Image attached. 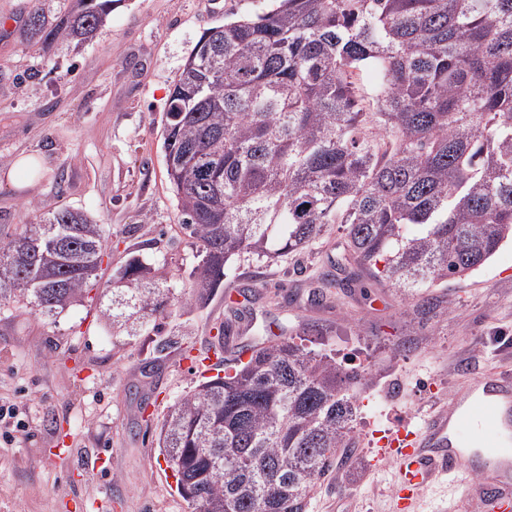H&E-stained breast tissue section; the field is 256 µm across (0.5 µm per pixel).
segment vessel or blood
I'll use <instances>...</instances> for the list:
<instances>
[{
    "label": "vessel or blood",
    "mask_w": 512,
    "mask_h": 512,
    "mask_svg": "<svg viewBox=\"0 0 512 512\" xmlns=\"http://www.w3.org/2000/svg\"><path fill=\"white\" fill-rule=\"evenodd\" d=\"M399 478L397 506L407 512L431 485L469 477V495L512 512V371L479 375L418 430L398 428L381 440Z\"/></svg>",
    "instance_id": "vessel-or-blood-1"
}]
</instances>
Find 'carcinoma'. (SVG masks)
Masks as SVG:
<instances>
[{"instance_id": "obj_1", "label": "carcinoma", "mask_w": 512, "mask_h": 512, "mask_svg": "<svg viewBox=\"0 0 512 512\" xmlns=\"http://www.w3.org/2000/svg\"><path fill=\"white\" fill-rule=\"evenodd\" d=\"M112 0H75L29 41L86 42ZM374 75L372 84L363 73ZM163 147L196 299L244 254L274 261L340 225L347 250L309 299L367 273L416 300L482 267L512 237V0H276L206 30L176 80ZM105 227L63 208L0 238V305L55 317L81 300ZM103 315L135 336L179 303L134 256ZM285 333L175 400L158 444L191 512H308L346 448L364 378Z\"/></svg>"}]
</instances>
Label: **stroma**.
I'll return each instance as SVG.
<instances>
[{
	"instance_id": "35a3bbf8",
	"label": "stroma",
	"mask_w": 512,
	"mask_h": 512,
	"mask_svg": "<svg viewBox=\"0 0 512 512\" xmlns=\"http://www.w3.org/2000/svg\"><path fill=\"white\" fill-rule=\"evenodd\" d=\"M273 0H113L89 43L26 52L19 27L29 0H0V234L63 207L105 224L97 284L58 317L0 309V402L18 404L28 433L0 442V512H190L158 445L169 405L202 383L187 350L205 351L230 313L223 293L199 304L187 292L196 247L166 174L165 106L207 29L268 10ZM36 156L38 169L14 175ZM345 245L330 227L312 248L269 263L242 256L224 268L229 288L259 298L235 323V342L261 345L270 322L324 327L306 348L366 366L353 385L352 451L316 485L309 512H393L394 466L372 457L382 436L422 427L457 385L512 369V243L478 271L438 289L433 313L375 281L321 309L302 302ZM162 266L186 296L161 331L116 336L100 316L102 291L131 256ZM298 302L285 305L283 295ZM171 340L158 351L159 339ZM485 512L451 477L428 488L417 512Z\"/></svg>"
}]
</instances>
